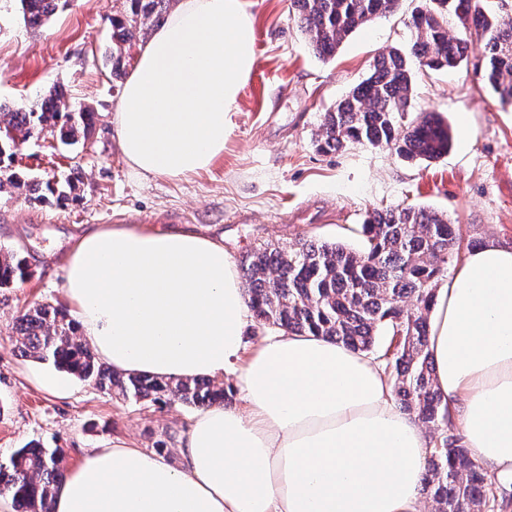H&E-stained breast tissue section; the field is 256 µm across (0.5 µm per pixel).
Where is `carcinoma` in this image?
Instances as JSON below:
<instances>
[{"mask_svg":"<svg viewBox=\"0 0 512 512\" xmlns=\"http://www.w3.org/2000/svg\"><path fill=\"white\" fill-rule=\"evenodd\" d=\"M25 22L42 26L58 0H18ZM125 15L110 19L112 77L125 72V50L168 16L173 0H126ZM399 0H292L294 17L318 58L336 55L356 30L397 9ZM411 50L389 47L374 61L370 75L326 112L316 143L323 152L348 143L387 146L408 160L432 161L448 154L450 128L435 113L405 126L415 65L452 70L479 51L487 62L486 79L503 103L512 104V19L495 15L481 0H422L411 14ZM95 113L73 109L54 89L39 108L10 109L0 104V193L26 191L28 183L10 168L16 140L43 132L74 145L91 132ZM47 194L68 199L71 181L45 183ZM363 247L300 239L283 249L264 243L243 256L246 297L258 328L324 336L344 347L383 361L394 399L405 412L433 430L422 479V493L434 512H501L512 501L500 483L470 456L449 419L448 405L434 386L428 349L429 309L452 259L460 255V227L425 207L375 209L357 229ZM28 275L27 260L0 250V288ZM391 341L375 349L380 328ZM15 349L20 355L92 383L124 400L165 404L177 399L206 408L228 398L223 385L204 380L163 379L123 374L100 361L81 338L79 323L62 306L45 303L17 317ZM62 456L32 442L0 461V494L11 497L15 512H49L63 481Z\"/></svg>","mask_w":512,"mask_h":512,"instance_id":"1","label":"carcinoma"}]
</instances>
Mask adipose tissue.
Listing matches in <instances>:
<instances>
[{
	"label": "adipose tissue",
	"instance_id": "1",
	"mask_svg": "<svg viewBox=\"0 0 512 512\" xmlns=\"http://www.w3.org/2000/svg\"><path fill=\"white\" fill-rule=\"evenodd\" d=\"M254 64L247 0H179L123 86L114 130L125 161L169 177L206 171ZM64 288L113 370L216 382L229 373L243 405L198 414L175 463L124 445L91 449L52 512H418L430 441L381 366L308 333L246 351L249 310L220 240L98 227L74 241ZM429 350L472 457L512 480V245L465 251L438 288Z\"/></svg>",
	"mask_w": 512,
	"mask_h": 512
}]
</instances>
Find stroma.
I'll return each mask as SVG.
<instances>
[{
  "label": "stroma",
  "instance_id": "stroma-1",
  "mask_svg": "<svg viewBox=\"0 0 512 512\" xmlns=\"http://www.w3.org/2000/svg\"><path fill=\"white\" fill-rule=\"evenodd\" d=\"M418 4L400 0L322 60L291 0H249L256 61L234 130L208 171L172 179L130 168L115 136L123 83L107 61L109 19L124 14L125 0H61L35 29L15 0H0V102L33 109L61 86L73 105L96 114L87 139L66 146L44 134L21 144L11 163L37 182L76 178L71 200L0 194V248L19 251L30 271L0 289V460L32 441L59 450L67 468L115 443L150 450L162 440L173 453L196 413L178 402L115 399L71 375L69 395L52 396L40 379L54 367L14 352L20 311L67 305L68 250L90 229L134 221L194 231L222 240L238 261L260 244L286 248L312 235L356 248L355 227L373 209L418 205L446 214L464 238L512 243V105L489 89L480 53L454 70L414 72L408 116L436 112L448 123L453 141L442 159L410 161L361 144L325 153L315 142L325 112L368 76L378 49L409 48L407 22Z\"/></svg>",
  "mask_w": 512,
  "mask_h": 512
}]
</instances>
